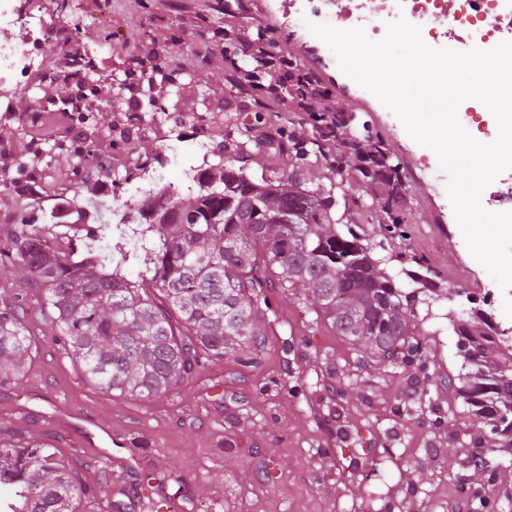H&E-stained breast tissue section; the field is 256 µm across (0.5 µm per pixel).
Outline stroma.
Listing matches in <instances>:
<instances>
[{
    "instance_id": "stroma-1",
    "label": "stroma",
    "mask_w": 512,
    "mask_h": 512,
    "mask_svg": "<svg viewBox=\"0 0 512 512\" xmlns=\"http://www.w3.org/2000/svg\"><path fill=\"white\" fill-rule=\"evenodd\" d=\"M36 3L56 49L44 53L42 74L10 97L8 110L0 109V144L10 147L0 153V170L10 172L30 145L65 144L77 135L112 172L156 163L168 181L186 182L196 161L190 139L221 143L224 107L255 139L278 122L261 104L231 97L223 55L208 71H197L200 43L220 46L241 33L275 39L283 48L316 41L305 26L309 11H292L276 25L244 13L230 24L224 12L234 0H201L191 37L182 31L180 9L159 14L150 0ZM163 45L179 89L154 83L152 94L165 109L143 122L132 143L120 139L129 124L121 107L92 113L76 131L56 113L46 114L40 126L28 122V99L49 102L64 93L65 58L95 50L94 77L102 91L118 79L133 94L139 88L134 61L150 63ZM356 123L380 137L392 161L402 165V201L392 200L387 186L358 179L350 149L346 175L336 176L321 160L306 177L309 185L330 188L336 217L363 225L370 239L384 235L383 207L403 216L406 236L388 246L383 266L400 281L429 267L439 288L437 298L415 310L426 335L420 362H358L352 346L318 320L309 291L296 297L279 291L273 333L256 367L217 360L175 392L149 401L81 383L60 346L42 340L27 376L0 396V428L24 424L54 434L69 456L90 459L97 451L85 446L82 430L97 421L111 425L116 439L106 450L112 473L83 472L88 494L156 505L161 512H512V497L501 495L512 487V456L498 452L488 428L448 388L449 374L461 364L448 328L449 311L462 309L456 270L469 272L461 287L466 292L492 294L488 311L508 341L512 288L501 289L473 258L453 211L434 223L422 195L444 203L446 183L436 153L406 136L384 134L367 113H357ZM49 165L46 184L29 199L36 216L71 194L72 159L56 153ZM475 447L486 450L487 466L474 467L468 459Z\"/></svg>"
}]
</instances>
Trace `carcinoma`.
Returning a JSON list of instances; mask_svg holds the SVG:
<instances>
[{
    "mask_svg": "<svg viewBox=\"0 0 512 512\" xmlns=\"http://www.w3.org/2000/svg\"><path fill=\"white\" fill-rule=\"evenodd\" d=\"M224 124L225 151L266 149L238 140L232 116ZM329 131L288 136L296 165L280 177L256 181L221 156L198 174L188 201L178 195L164 205L147 196L130 205L139 220L131 253L120 240L98 249L74 227L35 224L21 209L0 242V270L26 274L25 287L0 290V391L26 376L40 334L62 346L82 381L121 396L163 397L226 355L251 365L265 342L263 323L276 314L277 288L310 290L319 317L363 360L414 357L422 348L416 292L379 268L360 225H338L333 196L305 187L301 166L320 157L316 140ZM399 168L377 143L358 157L364 182L390 183ZM131 257L142 265L136 281L122 273ZM32 312L41 317L38 335ZM448 321L462 357L448 389L512 449V347L473 308L466 317L448 312ZM82 467L50 438L14 443L0 434V486L13 490L7 512H79Z\"/></svg>",
    "mask_w": 512,
    "mask_h": 512,
    "instance_id": "carcinoma-1",
    "label": "carcinoma"
}]
</instances>
